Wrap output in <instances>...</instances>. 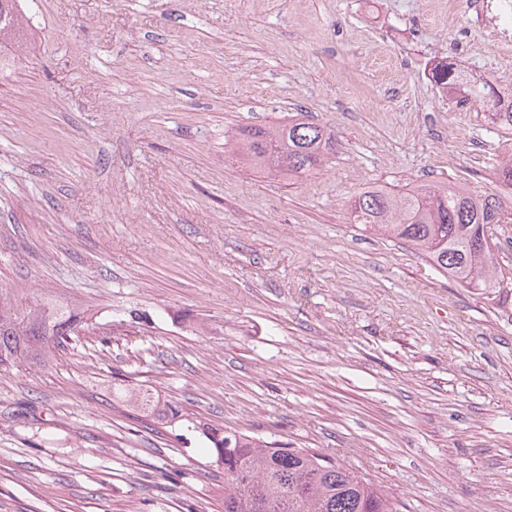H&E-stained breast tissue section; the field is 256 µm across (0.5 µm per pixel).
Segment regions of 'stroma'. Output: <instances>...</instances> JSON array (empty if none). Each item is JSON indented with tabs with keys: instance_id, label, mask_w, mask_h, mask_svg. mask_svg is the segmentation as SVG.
<instances>
[{
	"instance_id": "35a3bbf8",
	"label": "stroma",
	"mask_w": 512,
	"mask_h": 512,
	"mask_svg": "<svg viewBox=\"0 0 512 512\" xmlns=\"http://www.w3.org/2000/svg\"><path fill=\"white\" fill-rule=\"evenodd\" d=\"M474 0H25L0 40V293L92 310L0 367V512H224L207 440L115 393L328 455L398 512H512V297L350 223L364 188L496 189L499 136L427 72L512 77ZM336 148L287 180L239 128Z\"/></svg>"
}]
</instances>
